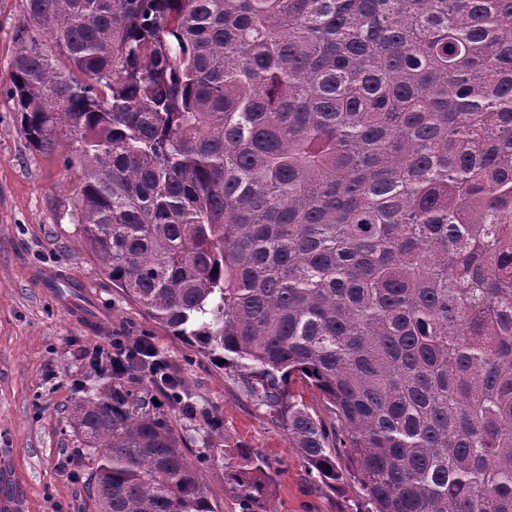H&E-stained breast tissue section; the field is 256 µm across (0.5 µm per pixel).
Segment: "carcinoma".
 I'll return each instance as SVG.
<instances>
[{"label": "carcinoma", "mask_w": 512, "mask_h": 512, "mask_svg": "<svg viewBox=\"0 0 512 512\" xmlns=\"http://www.w3.org/2000/svg\"><path fill=\"white\" fill-rule=\"evenodd\" d=\"M24 2L20 130L112 285L369 512H512V0ZM71 424L98 512H216L124 394ZM269 469L225 458L241 512Z\"/></svg>", "instance_id": "carcinoma-1"}]
</instances>
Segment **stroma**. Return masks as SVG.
Instances as JSON below:
<instances>
[{"label": "stroma", "instance_id": "35a3bbf8", "mask_svg": "<svg viewBox=\"0 0 512 512\" xmlns=\"http://www.w3.org/2000/svg\"><path fill=\"white\" fill-rule=\"evenodd\" d=\"M23 0H0V512H97L86 492L91 464L70 426L82 399L118 388L129 403L168 422L217 512H241L224 483V457L245 448L271 466L272 512H366L357 480L326 483L310 474L274 411L251 396L243 372L155 324L100 270L72 218L75 144L31 147L9 88ZM53 270L78 287L82 318L58 288H40ZM114 336L148 337L182 381L174 402L137 378L112 380L82 351Z\"/></svg>", "mask_w": 512, "mask_h": 512}]
</instances>
